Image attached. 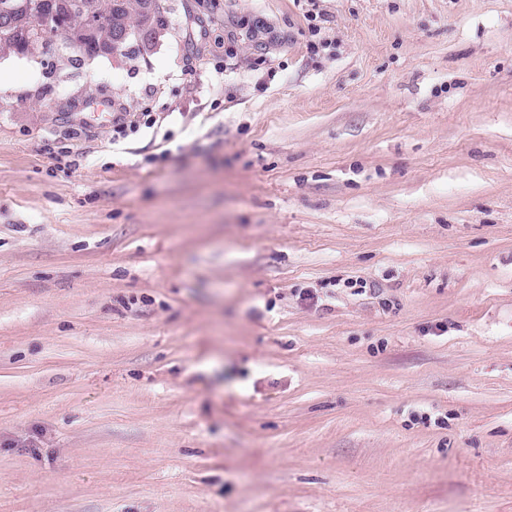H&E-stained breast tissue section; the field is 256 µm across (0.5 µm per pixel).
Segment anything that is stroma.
<instances>
[{
  "mask_svg": "<svg viewBox=\"0 0 512 512\" xmlns=\"http://www.w3.org/2000/svg\"><path fill=\"white\" fill-rule=\"evenodd\" d=\"M159 4L0 90V512H512V0Z\"/></svg>",
  "mask_w": 512,
  "mask_h": 512,
  "instance_id": "stroma-1",
  "label": "stroma"
}]
</instances>
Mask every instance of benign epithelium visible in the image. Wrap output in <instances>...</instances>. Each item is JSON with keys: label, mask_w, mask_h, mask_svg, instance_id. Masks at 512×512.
Wrapping results in <instances>:
<instances>
[{"label": "benign epithelium", "mask_w": 512, "mask_h": 512, "mask_svg": "<svg viewBox=\"0 0 512 512\" xmlns=\"http://www.w3.org/2000/svg\"><path fill=\"white\" fill-rule=\"evenodd\" d=\"M53 10L66 17L65 34L78 49L92 43L97 50L112 53L128 35L126 30L116 33L105 24L104 18L112 14L110 3L101 6L87 0H53ZM14 25L9 38L0 42L1 48L14 49L23 44L30 50H40L47 44L48 37L42 33L34 34L27 23L16 21Z\"/></svg>", "instance_id": "1"}]
</instances>
